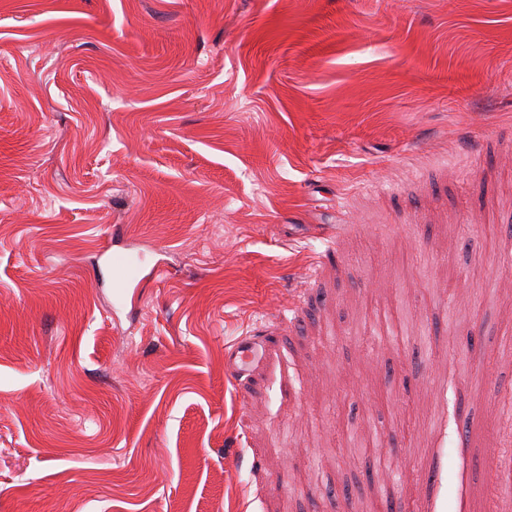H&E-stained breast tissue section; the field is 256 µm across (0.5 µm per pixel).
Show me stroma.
I'll return each instance as SVG.
<instances>
[{
  "mask_svg": "<svg viewBox=\"0 0 512 512\" xmlns=\"http://www.w3.org/2000/svg\"><path fill=\"white\" fill-rule=\"evenodd\" d=\"M504 282L512 0H0V512H493ZM229 369L241 375L247 371L248 366L256 356V349L250 342L240 341L227 352Z\"/></svg>",
  "mask_w": 512,
  "mask_h": 512,
  "instance_id": "obj_1",
  "label": "stroma"
}]
</instances>
